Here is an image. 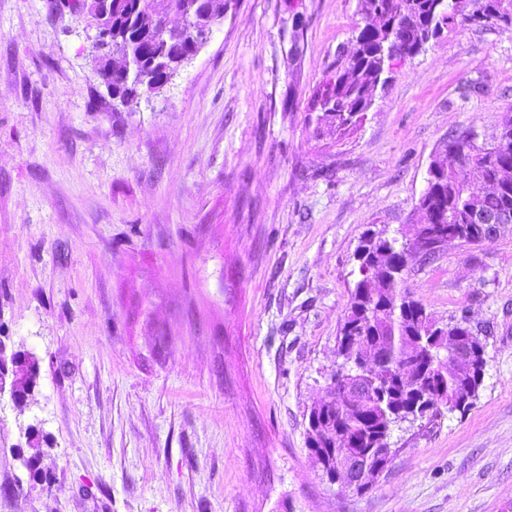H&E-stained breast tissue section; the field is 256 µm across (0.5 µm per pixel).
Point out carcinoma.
Instances as JSON below:
<instances>
[{"mask_svg":"<svg viewBox=\"0 0 512 512\" xmlns=\"http://www.w3.org/2000/svg\"><path fill=\"white\" fill-rule=\"evenodd\" d=\"M196 0H112V57H94L93 70L112 86V111L160 90L181 58L194 52L201 29L222 13L224 0H201L182 27L168 26L172 12L188 13ZM365 17H379L358 30V51L336 56V65L309 100L316 130L345 134L364 119L372 90L385 84L390 62L413 57L441 30L476 26L512 32V0H358ZM417 209L422 219L387 237L368 229L355 249L357 281L340 325V358L373 355L375 383L352 396L356 383L336 379L309 411L308 450L330 482L356 480L357 492L383 472L397 449L393 410L421 406L418 420L443 411L464 413L477 399L485 370V344L467 317L437 321L404 287L407 257L435 256L447 237L485 242L478 217L512 213V113L504 115L491 141L472 142L468 130L448 138L429 165ZM470 357L453 356L460 337Z\"/></svg>","mask_w":512,"mask_h":512,"instance_id":"cac0c4a2","label":"carcinoma"}]
</instances>
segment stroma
<instances>
[{"mask_svg":"<svg viewBox=\"0 0 512 512\" xmlns=\"http://www.w3.org/2000/svg\"><path fill=\"white\" fill-rule=\"evenodd\" d=\"M60 2L0 0V337L40 365L24 404L0 394V512H512V224L405 276L484 342L473 407L396 426L362 493L306 444L362 233L419 220L449 135L496 134L512 33L445 29L361 125L319 137L307 102L357 0H224L210 41L123 112ZM32 430L38 480L18 458Z\"/></svg>","mask_w":512,"mask_h":512,"instance_id":"obj_1","label":"stroma"}]
</instances>
